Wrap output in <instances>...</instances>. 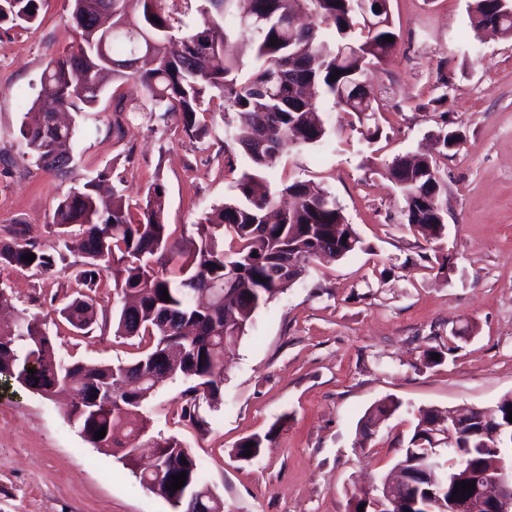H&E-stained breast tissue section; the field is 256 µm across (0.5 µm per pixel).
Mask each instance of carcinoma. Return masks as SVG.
Returning a JSON list of instances; mask_svg holds the SVG:
<instances>
[{
	"instance_id": "1",
	"label": "carcinoma",
	"mask_w": 512,
	"mask_h": 512,
	"mask_svg": "<svg viewBox=\"0 0 512 512\" xmlns=\"http://www.w3.org/2000/svg\"><path fill=\"white\" fill-rule=\"evenodd\" d=\"M71 41L49 61L41 88L24 114L20 135L37 167L66 172L64 147L74 128L61 125L60 112H85L98 102L100 75L106 71L140 86L150 113L173 116L184 134L197 142L215 130L201 115L222 101L224 137L240 147L247 161L234 196L203 212L197 221L199 242L174 252L164 224L166 192L159 179L146 185L144 207L131 211L126 195L115 190L104 201L100 172L58 200L52 216L58 249L45 253L9 229L0 238V271L34 268L50 276L68 268V255L80 260L77 293L60 317L81 333L98 323L90 293L103 267L111 270L113 290L125 302L112 312L114 335L149 340L150 347L127 364L72 363L59 356L45 323L23 317L0 323V380L13 381L42 396L71 398L68 422L83 439L105 454H120L137 481L167 502H188L202 495L209 512H224V500L212 488L192 451L175 437L150 435L149 419L129 421L153 396V376L163 367L170 377L191 382L183 391L182 417L198 424L201 399L222 400L224 356L245 335L258 309L300 281L306 264L321 257L345 258L361 249V239L336 198L323 186L295 180L275 192L258 193L257 179L272 168L283 146H322L329 140L319 107L331 99L347 112H377L376 97L363 89L367 66L392 53L397 37L388 0H69ZM41 0H0V26L27 29L39 17ZM380 10H375V5ZM161 23H156V20ZM474 30L491 24L512 37V0H473ZM248 37L256 64L240 80L243 64L234 41ZM277 44L271 45V38ZM337 80H331V77ZM403 196L404 221L428 241L440 240L446 225L432 212L443 206L448 189L434 157L423 154L414 165L396 156L386 169ZM34 254L33 262L23 256ZM176 268L168 275V266ZM260 279H255V276ZM169 300H162L161 289ZM35 373H28V369ZM400 403L390 397L372 405L359 421L362 434L390 418ZM512 397L481 411L508 423ZM432 411L422 413L408 447L421 448ZM105 430L102 439L95 433ZM276 427L251 434L235 446V456L256 459ZM481 434L460 439L449 449L459 479L472 466L508 464L512 449L495 450ZM253 454L244 456L245 445ZM187 464H181V460ZM164 475L150 482L151 466ZM186 472L185 485L169 490L173 477Z\"/></svg>"
}]
</instances>
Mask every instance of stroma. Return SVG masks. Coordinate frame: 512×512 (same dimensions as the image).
I'll return each mask as SVG.
<instances>
[{"mask_svg":"<svg viewBox=\"0 0 512 512\" xmlns=\"http://www.w3.org/2000/svg\"><path fill=\"white\" fill-rule=\"evenodd\" d=\"M471 0H390L398 42L370 69L377 114L325 102L327 145L287 146L271 182L311 180L335 196L362 249L312 262L304 278L255 313L227 359L223 398L201 402L204 423L180 418L186 381L159 383L145 412L154 433L175 437L200 461L225 512H347L349 492L389 472L425 408L496 405L512 394V38L474 32ZM40 25L0 29V228L53 251L52 212L86 178L107 173L130 203L149 181L166 190L173 250L197 244L206 208L233 194L236 147L199 143L175 118L143 112L129 83L108 81L100 102L76 118L66 174L24 157L22 99H35L51 56L70 38L68 0H43ZM123 119L124 133L112 125ZM382 134L368 141L366 128ZM459 145L440 157L448 184L447 231L427 242L403 222L404 200L385 173L396 156L433 149L441 126ZM446 267H439V260ZM16 312L50 324L66 359L127 363L132 341L100 323L89 334L57 324L73 296L69 271L49 279L6 270ZM440 351L439 364L426 350ZM384 397L401 406L359 444L357 425ZM48 400L0 383V512H173L117 457L85 442ZM275 430L249 462L234 455L254 433Z\"/></svg>","mask_w":512,"mask_h":512,"instance_id":"obj_1","label":"stroma"}]
</instances>
